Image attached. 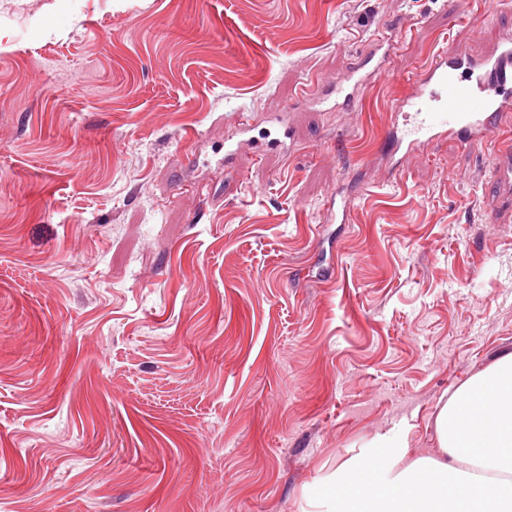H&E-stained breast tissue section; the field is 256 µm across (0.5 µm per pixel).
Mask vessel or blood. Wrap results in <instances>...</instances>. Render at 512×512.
Returning a JSON list of instances; mask_svg holds the SVG:
<instances>
[{
    "instance_id": "1",
    "label": "vessel or blood",
    "mask_w": 512,
    "mask_h": 512,
    "mask_svg": "<svg viewBox=\"0 0 512 512\" xmlns=\"http://www.w3.org/2000/svg\"><path fill=\"white\" fill-rule=\"evenodd\" d=\"M376 45L375 52L347 64L335 81L307 89L301 104L355 111L368 88L395 74L394 36L381 34ZM391 112L386 129L390 156L423 150L442 139L456 140L467 149L487 145L501 127L512 125V30L503 31L488 54L460 48L433 61L416 75L413 92L397 100ZM251 127L249 118H242L239 140L224 149L225 162H232L242 150L260 158L282 147L281 139L251 136ZM352 206L348 196L327 204L325 223H347Z\"/></svg>"
}]
</instances>
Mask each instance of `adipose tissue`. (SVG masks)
Segmentation results:
<instances>
[{
    "label": "adipose tissue",
    "instance_id": "ef3b65f1",
    "mask_svg": "<svg viewBox=\"0 0 512 512\" xmlns=\"http://www.w3.org/2000/svg\"><path fill=\"white\" fill-rule=\"evenodd\" d=\"M435 433L434 456L365 444L331 475L325 512H512V352L455 390Z\"/></svg>",
    "mask_w": 512,
    "mask_h": 512
}]
</instances>
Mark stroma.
<instances>
[{"label":"stroma","mask_w":512,"mask_h":512,"mask_svg":"<svg viewBox=\"0 0 512 512\" xmlns=\"http://www.w3.org/2000/svg\"><path fill=\"white\" fill-rule=\"evenodd\" d=\"M512 0H0V512H315L512 352L495 146L393 175L389 107ZM399 78L299 105L378 31ZM293 151L224 163L242 114ZM348 223L322 224L337 189Z\"/></svg>","instance_id":"35a3bbf8"}]
</instances>
